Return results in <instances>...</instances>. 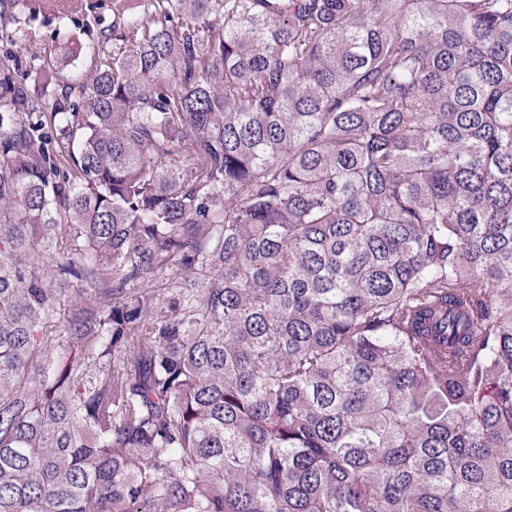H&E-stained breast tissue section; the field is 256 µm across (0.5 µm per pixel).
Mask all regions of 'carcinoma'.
Instances as JSON below:
<instances>
[{
  "label": "carcinoma",
  "mask_w": 512,
  "mask_h": 512,
  "mask_svg": "<svg viewBox=\"0 0 512 512\" xmlns=\"http://www.w3.org/2000/svg\"><path fill=\"white\" fill-rule=\"evenodd\" d=\"M139 2L0 65V512H512V0Z\"/></svg>",
  "instance_id": "obj_1"
}]
</instances>
